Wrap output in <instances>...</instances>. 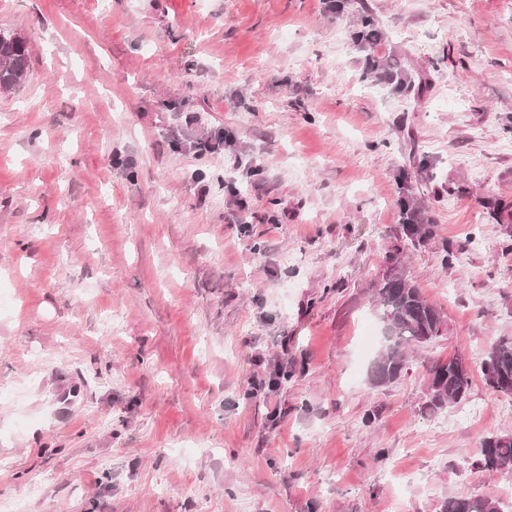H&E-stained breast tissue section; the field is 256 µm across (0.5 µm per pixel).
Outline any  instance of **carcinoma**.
Instances as JSON below:
<instances>
[{"mask_svg": "<svg viewBox=\"0 0 512 512\" xmlns=\"http://www.w3.org/2000/svg\"><path fill=\"white\" fill-rule=\"evenodd\" d=\"M28 74L27 40L17 34L0 31V89L18 87ZM376 306L381 312L382 346L373 358L369 371L376 386L396 381L406 364L408 351L441 335L443 315L429 304L405 275L395 273L383 278L376 288ZM459 356L439 362L430 369L431 379L442 385L435 400L427 407L443 412L461 404L469 393L470 370H461ZM487 386L512 382V338L493 343L481 363ZM478 467L489 472L512 475V433L490 434L481 441ZM439 512H502L493 500L473 498L457 493L439 504Z\"/></svg>", "mask_w": 512, "mask_h": 512, "instance_id": "obj_1", "label": "carcinoma"}]
</instances>
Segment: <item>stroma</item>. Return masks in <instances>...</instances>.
Wrapping results in <instances>:
<instances>
[{
    "label": "stroma",
    "instance_id": "obj_1",
    "mask_svg": "<svg viewBox=\"0 0 512 512\" xmlns=\"http://www.w3.org/2000/svg\"><path fill=\"white\" fill-rule=\"evenodd\" d=\"M0 29L29 51L0 90V512H512L475 464L512 432L480 372L512 336V0H0ZM394 271L444 328L376 387ZM457 354L468 398L430 412ZM439 512H503L499 503L490 499L473 498L457 493L439 504Z\"/></svg>",
    "mask_w": 512,
    "mask_h": 512
}]
</instances>
